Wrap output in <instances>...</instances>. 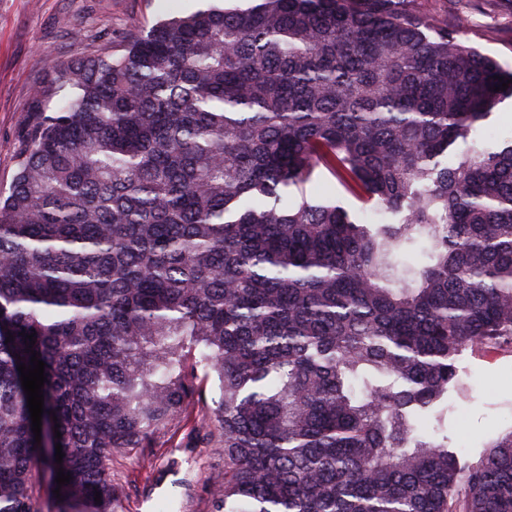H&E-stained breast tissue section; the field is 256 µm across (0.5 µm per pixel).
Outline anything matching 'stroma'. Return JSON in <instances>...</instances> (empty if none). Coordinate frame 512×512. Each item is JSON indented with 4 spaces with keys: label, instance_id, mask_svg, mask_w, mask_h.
<instances>
[{
    "label": "stroma",
    "instance_id": "35a3bbf8",
    "mask_svg": "<svg viewBox=\"0 0 512 512\" xmlns=\"http://www.w3.org/2000/svg\"><path fill=\"white\" fill-rule=\"evenodd\" d=\"M204 0H0V186H9L37 87L56 65L120 47L132 29L204 8ZM463 40L512 68V13L499 0H463ZM462 397L448 418L452 448L477 459L512 426V350L466 362ZM182 429L173 448L123 458L130 495L123 512H209V487L224 473L221 449ZM183 462L173 473L172 459Z\"/></svg>",
    "mask_w": 512,
    "mask_h": 512
}]
</instances>
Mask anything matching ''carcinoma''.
Instances as JSON below:
<instances>
[{
    "label": "carcinoma",
    "instance_id": "cac0c4a2",
    "mask_svg": "<svg viewBox=\"0 0 512 512\" xmlns=\"http://www.w3.org/2000/svg\"><path fill=\"white\" fill-rule=\"evenodd\" d=\"M506 96L432 0H249L59 64L0 188V512L42 467L51 512H122L112 457L187 421L210 512H512V428L469 462L421 433L512 349V138L473 137ZM307 192L324 197L336 198L352 213L366 215L368 222L375 221L370 214L369 208H362L361 204L337 182L336 178L328 171L323 170L316 173L314 181L306 186Z\"/></svg>",
    "mask_w": 512,
    "mask_h": 512
}]
</instances>
